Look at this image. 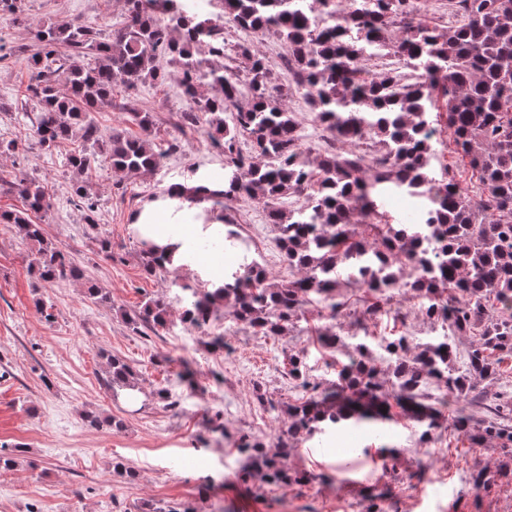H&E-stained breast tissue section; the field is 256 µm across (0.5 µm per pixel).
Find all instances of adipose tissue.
I'll return each mask as SVG.
<instances>
[{
	"instance_id": "adipose-tissue-1",
	"label": "adipose tissue",
	"mask_w": 512,
	"mask_h": 512,
	"mask_svg": "<svg viewBox=\"0 0 512 512\" xmlns=\"http://www.w3.org/2000/svg\"><path fill=\"white\" fill-rule=\"evenodd\" d=\"M131 227L141 240L170 256L173 265L207 281L210 287L223 286L225 265L204 260L196 251L199 239L225 230L223 221L208 215L204 206L191 207L176 195H161L133 214Z\"/></svg>"
}]
</instances>
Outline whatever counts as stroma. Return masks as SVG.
Masks as SVG:
<instances>
[{
    "instance_id": "stroma-1",
    "label": "stroma",
    "mask_w": 512,
    "mask_h": 512,
    "mask_svg": "<svg viewBox=\"0 0 512 512\" xmlns=\"http://www.w3.org/2000/svg\"><path fill=\"white\" fill-rule=\"evenodd\" d=\"M72 20L112 33L123 24V2L26 0L24 17L0 11V50L13 58L0 64V101L13 103L31 81L19 59L29 54L37 26ZM225 41L229 49L243 45L266 55L280 83H287L280 40L232 29ZM168 72L154 87L116 89L113 107L91 115L103 133L124 129L135 135L139 129L127 123L126 106L153 112L150 139L167 154L160 171L146 178L115 174L105 161L92 168L85 176L99 200L92 228L75 205L67 167L77 141L45 150L31 126L0 112V142L16 145L13 154L0 157V180L23 171L46 185L52 206L41 217L45 235L84 271L79 281H41L30 267L31 244L13 225L0 224V453L15 461L0 471V512H166L173 506L184 512H512V475L497 472L506 454L499 441L473 448L441 431L423 445L420 426L404 418L379 434L352 425L301 441L289 464L309 474L306 483L268 487L242 480L245 460L234 441L249 436L273 443L288 428L284 405L300 396L285 368L289 354L308 348L312 376L336 377L332 358L312 347L314 327L327 326L344 337L408 333L425 342L432 324L410 295L392 303L400 317L369 319L362 290L344 281L336 294L345 306L335 318L310 307L280 336L256 334L222 311L205 328L183 324L180 313L200 280L182 270L146 275L130 219L168 185L221 170L223 162L208 145L207 122L180 128L179 117L190 103L181 94L176 67ZM174 140L181 147L172 153L168 145ZM233 214L271 283L293 279L263 205L243 199L234 203ZM103 240L108 250H101ZM90 283L109 291L111 304L87 299ZM150 298L167 305V325L133 330L124 312ZM219 334L228 347L215 352L208 341ZM108 354L135 370L139 406H129L106 385ZM161 387L176 392L175 406L154 399ZM258 389L273 407L256 401ZM477 389L476 405L449 399L446 419L461 410L485 416L498 394L512 390V369ZM90 410L122 419L123 430L88 426L82 415ZM385 447L396 449L395 458L382 456ZM117 461L131 467L135 479L118 474ZM480 468L490 482L476 490L470 474Z\"/></svg>"
}]
</instances>
